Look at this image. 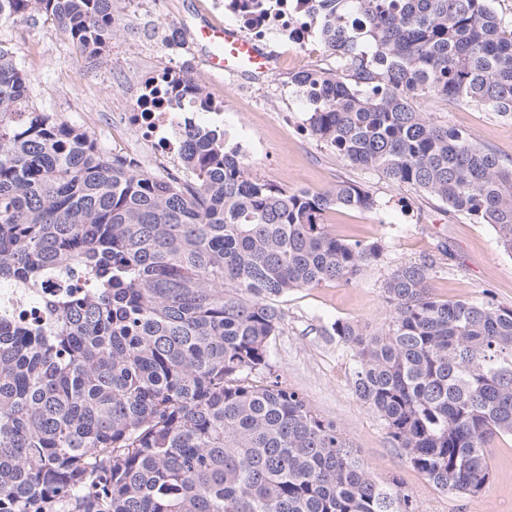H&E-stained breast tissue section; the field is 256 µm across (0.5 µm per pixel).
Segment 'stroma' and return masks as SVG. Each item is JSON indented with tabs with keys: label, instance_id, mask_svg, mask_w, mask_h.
<instances>
[{
	"label": "stroma",
	"instance_id": "stroma-1",
	"mask_svg": "<svg viewBox=\"0 0 512 512\" xmlns=\"http://www.w3.org/2000/svg\"><path fill=\"white\" fill-rule=\"evenodd\" d=\"M206 18L225 20L213 0H119L117 34L98 61L86 60L44 16L0 25V46L10 49L31 76L28 110L63 117L87 130L110 154L135 151L151 158V170L170 168L174 161L157 155L139 134L113 127L112 118L129 110L145 73L185 65L194 78L224 97V112L214 117V125L238 130L259 143L260 153L248 166L253 178L310 193L326 192L343 181L362 184L375 197L376 208L364 212L336 207L326 222L339 238L380 243L383 256L352 283L329 281L290 290L279 299L281 331L272 343L271 371L347 434L374 477L396 479L413 496L418 512H512L511 438L490 444L492 478L482 493L457 497L440 491L392 446L383 422L354 397L352 362L330 334L339 320L384 330L389 321L383 293L388 274L397 265L428 257L438 267L432 281L436 297L475 301L488 295L512 307V255L504 252L490 225L361 170L306 132L311 106L290 77L301 70L334 67L325 47L310 56L289 53L279 69L258 76L215 74L190 38ZM172 27L185 34L174 51L163 46ZM412 103L462 131L472 143L493 150L502 162L512 163V118L430 95L415 96Z\"/></svg>",
	"mask_w": 512,
	"mask_h": 512
}]
</instances>
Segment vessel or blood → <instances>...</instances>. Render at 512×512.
<instances>
[{
    "label": "vessel or blood",
    "instance_id": "vessel-or-blood-1",
    "mask_svg": "<svg viewBox=\"0 0 512 512\" xmlns=\"http://www.w3.org/2000/svg\"><path fill=\"white\" fill-rule=\"evenodd\" d=\"M192 38L208 55L213 71L262 74L270 70V56L236 30L208 21L196 26Z\"/></svg>",
    "mask_w": 512,
    "mask_h": 512
}]
</instances>
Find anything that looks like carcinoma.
I'll return each instance as SVG.
<instances>
[{"mask_svg": "<svg viewBox=\"0 0 512 512\" xmlns=\"http://www.w3.org/2000/svg\"><path fill=\"white\" fill-rule=\"evenodd\" d=\"M312 2L336 64L292 77L315 90L309 134L490 225L512 254V165L410 101L512 116V20L497 0ZM115 9L0 0V25L45 15L95 59ZM347 13L364 24L340 27ZM30 86L0 46V280L40 288L67 270L86 290L55 301L49 329L0 316V512H418L270 369L278 299L382 257L324 220L373 210V195L261 182L206 128L186 134L182 174L143 169L58 115L22 117ZM435 268L390 272L385 330L332 331L393 447L438 489L475 496L489 444L512 438V307L435 297Z\"/></svg>", "mask_w": 512, "mask_h": 512, "instance_id": "obj_1", "label": "carcinoma"}]
</instances>
